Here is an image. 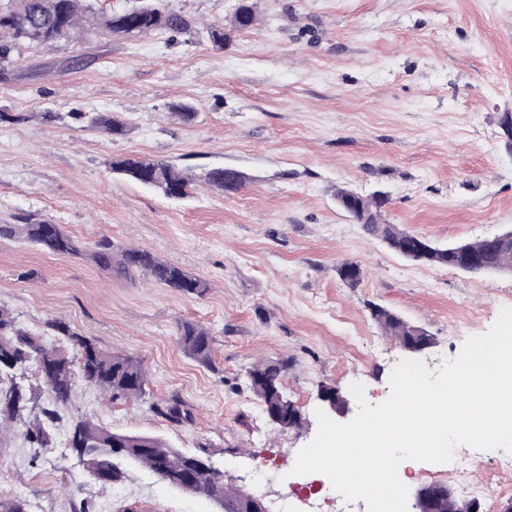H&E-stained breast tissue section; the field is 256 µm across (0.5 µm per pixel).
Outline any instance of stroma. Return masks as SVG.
Segmentation results:
<instances>
[{"label":"stroma","mask_w":512,"mask_h":512,"mask_svg":"<svg viewBox=\"0 0 512 512\" xmlns=\"http://www.w3.org/2000/svg\"><path fill=\"white\" fill-rule=\"evenodd\" d=\"M194 31L76 40L20 48L0 72V224L31 215L78 240L106 236L145 248L205 279L201 296L143 278L108 275L89 260L0 240V307L42 334L60 319L108 352L140 357L148 401L108 402L75 385L72 408L119 433L206 451L225 480L263 495L272 512H309L298 451L318 430L321 383L390 395L405 354L370 316L377 304L427 329L428 369L461 351L512 307V273L474 275L415 264L367 236L341 211L336 186L383 190L385 217L448 245L512 229V151L499 125L512 110V0H256V20L217 49L207 29L230 25L237 0H160ZM192 103L193 123L170 114ZM55 112L59 121L36 120ZM74 112H111L129 127L112 139L81 128ZM149 156L193 176L237 168L245 187L226 196L197 186L173 201L112 175V159ZM360 264L356 287L338 266ZM208 329L214 364L183 352L181 322ZM284 360L285 391L303 429L273 424L246 386L255 362ZM179 395L182 425L152 403ZM23 426L0 444V496L29 512H217L208 498L168 486L123 462L116 485L92 480L67 446L29 448ZM274 478L255 486L256 467Z\"/></svg>","instance_id":"35a3bbf8"}]
</instances>
